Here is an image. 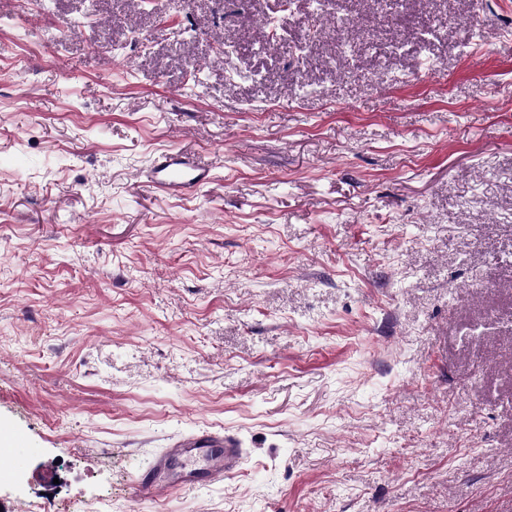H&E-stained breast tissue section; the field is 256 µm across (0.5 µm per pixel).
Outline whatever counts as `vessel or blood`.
I'll list each match as a JSON object with an SVG mask.
<instances>
[{"instance_id": "1", "label": "vessel or blood", "mask_w": 512, "mask_h": 512, "mask_svg": "<svg viewBox=\"0 0 512 512\" xmlns=\"http://www.w3.org/2000/svg\"><path fill=\"white\" fill-rule=\"evenodd\" d=\"M210 165L187 160L181 153H160L150 171L156 190L185 196L211 179ZM26 441L15 431L0 433V479L10 476L20 460L16 448ZM249 451L234 433L203 431L186 434L171 447L161 449L152 466L133 478L138 500H153L183 488L201 487L233 478L244 465Z\"/></svg>"}]
</instances>
